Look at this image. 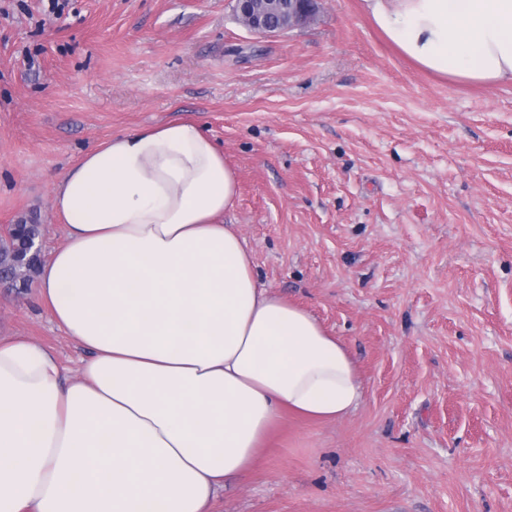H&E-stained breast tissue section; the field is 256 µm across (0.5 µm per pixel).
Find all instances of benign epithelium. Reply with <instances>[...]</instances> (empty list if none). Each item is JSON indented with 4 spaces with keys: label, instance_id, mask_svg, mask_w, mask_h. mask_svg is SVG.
I'll use <instances>...</instances> for the list:
<instances>
[{
    "label": "benign epithelium",
    "instance_id": "7a95c632",
    "mask_svg": "<svg viewBox=\"0 0 512 512\" xmlns=\"http://www.w3.org/2000/svg\"><path fill=\"white\" fill-rule=\"evenodd\" d=\"M317 0H236L237 20L251 33L272 36L309 23Z\"/></svg>",
    "mask_w": 512,
    "mask_h": 512
}]
</instances>
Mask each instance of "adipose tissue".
Listing matches in <instances>:
<instances>
[{"label": "adipose tissue", "instance_id": "ef3b65f1", "mask_svg": "<svg viewBox=\"0 0 512 512\" xmlns=\"http://www.w3.org/2000/svg\"><path fill=\"white\" fill-rule=\"evenodd\" d=\"M405 59L451 84H512V0H362ZM233 169L189 121L86 153L54 191L66 230L39 272L77 375L0 336V512H215L283 411L364 394L346 348L261 285Z\"/></svg>", "mask_w": 512, "mask_h": 512}]
</instances>
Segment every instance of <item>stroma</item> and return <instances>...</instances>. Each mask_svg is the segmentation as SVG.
<instances>
[{"instance_id": "35a3bbf8", "label": "stroma", "mask_w": 512, "mask_h": 512, "mask_svg": "<svg viewBox=\"0 0 512 512\" xmlns=\"http://www.w3.org/2000/svg\"><path fill=\"white\" fill-rule=\"evenodd\" d=\"M0 0V228L64 241L54 184L152 125L202 127L234 170L260 283L350 350L339 421L283 413L216 512H512V85L402 58L361 0L257 36L234 0ZM0 336L86 351L37 283L0 285Z\"/></svg>"}]
</instances>
